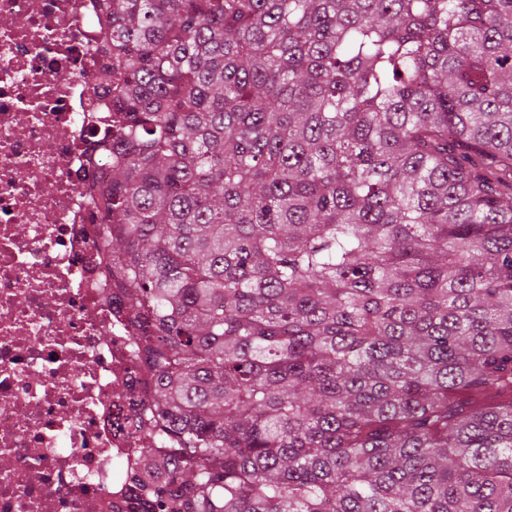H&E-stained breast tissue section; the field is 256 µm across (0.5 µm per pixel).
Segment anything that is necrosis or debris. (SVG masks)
Here are the masks:
<instances>
[{"instance_id":"necrosis-or-debris-1","label":"necrosis or debris","mask_w":512,"mask_h":512,"mask_svg":"<svg viewBox=\"0 0 512 512\" xmlns=\"http://www.w3.org/2000/svg\"><path fill=\"white\" fill-rule=\"evenodd\" d=\"M95 0H0V512H134L150 380L80 190Z\"/></svg>"}]
</instances>
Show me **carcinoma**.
<instances>
[{"label":"carcinoma","mask_w":512,"mask_h":512,"mask_svg":"<svg viewBox=\"0 0 512 512\" xmlns=\"http://www.w3.org/2000/svg\"><path fill=\"white\" fill-rule=\"evenodd\" d=\"M97 2L137 512H512V0Z\"/></svg>","instance_id":"carcinoma-1"}]
</instances>
